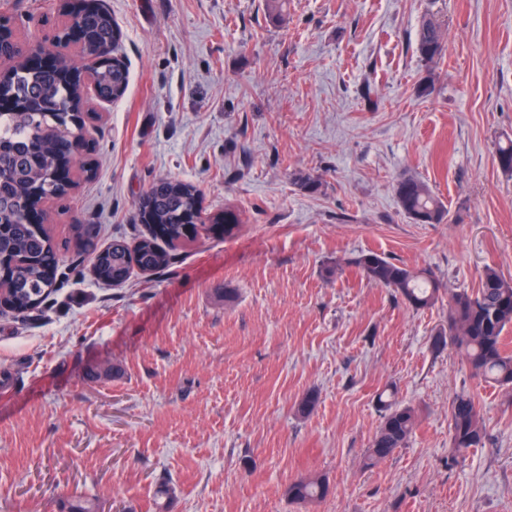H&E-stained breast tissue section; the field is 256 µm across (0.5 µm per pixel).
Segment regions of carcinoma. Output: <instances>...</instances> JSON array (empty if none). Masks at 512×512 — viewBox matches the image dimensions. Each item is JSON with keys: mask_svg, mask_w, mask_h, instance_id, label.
<instances>
[{"mask_svg": "<svg viewBox=\"0 0 512 512\" xmlns=\"http://www.w3.org/2000/svg\"><path fill=\"white\" fill-rule=\"evenodd\" d=\"M76 25L84 45L97 48L115 44L119 32L112 14L100 7L78 12ZM6 31L0 39V54L22 55V45L12 39L9 20L0 25ZM416 51L432 62L442 55L440 24L428 18L417 32ZM68 63L56 58L50 66L17 64L0 72V100L10 106L0 110V122L20 133V137H0V297L3 307L23 314L42 303L54 290L58 266V246L41 224L26 220L30 208L43 200L68 196L79 177L90 179L94 168L85 161L79 172L61 173L54 161L64 153L65 137L81 131L86 123L82 85L67 79ZM95 89L100 95H123L128 72L122 63L94 69ZM495 160L505 173L512 174V138L497 146ZM293 183L305 193H316L321 183L305 172L291 174ZM401 209L415 224H444L448 209L429 185L415 177H403L395 185ZM201 198L197 188L185 181L161 177L153 182L139 201V217L148 233L130 244L116 238L100 248L92 228L74 226L76 239L91 256L96 279L121 285L134 269L144 273L166 269L172 251L194 231L199 221ZM224 225V236H233L240 227L238 212L224 207V216L215 219ZM353 264L367 280L393 290L415 309L434 305L441 296L435 275L412 270L375 251L361 253ZM452 318L450 340L465 355L473 371L501 385H512V353L505 349L504 331L512 327V280L496 268L486 267L476 291L458 292L450 298ZM455 448L478 446L483 437L480 410L473 397L456 396L450 411ZM417 424L416 410L409 405L384 402L383 421L366 451V461L374 465L405 446ZM328 492L320 476L301 478L288 487V497L296 503L323 499Z\"/></svg>", "mask_w": 512, "mask_h": 512, "instance_id": "obj_1", "label": "carcinoma"}]
</instances>
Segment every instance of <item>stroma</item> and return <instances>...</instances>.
I'll return each mask as SVG.
<instances>
[{"label":"stroma","instance_id":"stroma-1","mask_svg":"<svg viewBox=\"0 0 512 512\" xmlns=\"http://www.w3.org/2000/svg\"><path fill=\"white\" fill-rule=\"evenodd\" d=\"M103 4L129 84L114 103L85 89L96 176L43 205L62 244L55 291L0 313V512H68L76 496L157 512L164 483L171 512H512V386L434 347L447 300L415 309L352 264L372 250L449 293L488 266L512 279V175L494 160L512 137V0H288L276 22L265 0ZM0 15L30 48L63 19L59 0H0ZM429 17L444 44L431 63L416 51ZM298 170L321 190L301 192ZM405 176L448 223L404 214ZM160 177L197 185L206 215L234 206L239 232L215 225L162 271L97 281L73 226L134 241ZM384 391L418 426L369 468ZM460 394L484 428L462 452ZM314 475L326 499L289 501ZM454 448L464 450L478 446L483 437L480 410L473 397L457 395L450 411Z\"/></svg>","mask_w":512,"mask_h":512}]
</instances>
